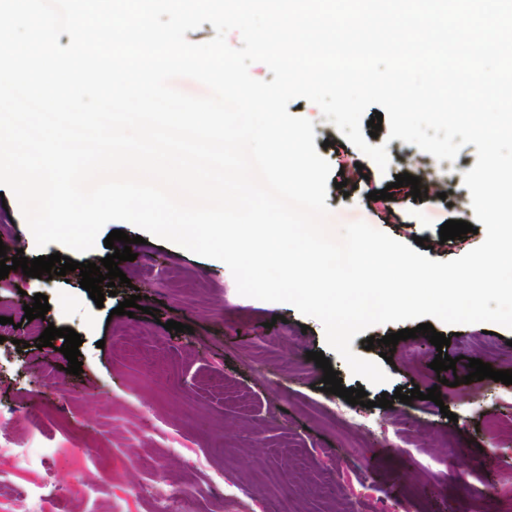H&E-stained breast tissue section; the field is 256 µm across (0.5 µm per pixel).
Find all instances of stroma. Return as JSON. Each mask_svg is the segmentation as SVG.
Returning a JSON list of instances; mask_svg holds the SVG:
<instances>
[{"label":"stroma","instance_id":"35a3bbf8","mask_svg":"<svg viewBox=\"0 0 512 512\" xmlns=\"http://www.w3.org/2000/svg\"><path fill=\"white\" fill-rule=\"evenodd\" d=\"M288 111L314 122V144L331 167L362 164L350 192L328 186L334 226L363 220L396 240L428 239L426 255L446 261L480 245L484 234L441 241L449 220L475 223L463 175L476 163L465 146L449 166L445 198H412L395 187L389 202L368 194L406 172L401 139L381 128L374 145L390 151L380 171L299 98ZM0 242L10 251L71 255L49 244L38 250L17 201L4 195ZM120 262L128 284L96 305L79 272L32 278L22 270L0 280V487L12 495L0 512H22L43 500L49 512H152L156 497L178 494L183 512H501L512 502V439L485 423L512 420V384L491 379L455 387L439 378L465 376L467 359L512 371V330L484 323L434 322L450 339L455 370L436 374L437 349L425 336L399 341L386 383L365 385L329 350L322 323L292 305L239 295L229 268L173 243L149 237ZM139 293L141 311L116 315ZM48 298L45 318L24 308ZM185 324L166 330V321ZM74 329L83 371L68 373L62 338L38 347L47 324ZM324 353L343 387H365L373 408L319 391ZM441 391V403L413 400L378 407L396 388ZM448 414H441V406ZM26 454L16 458L14 448Z\"/></svg>","mask_w":512,"mask_h":512}]
</instances>
